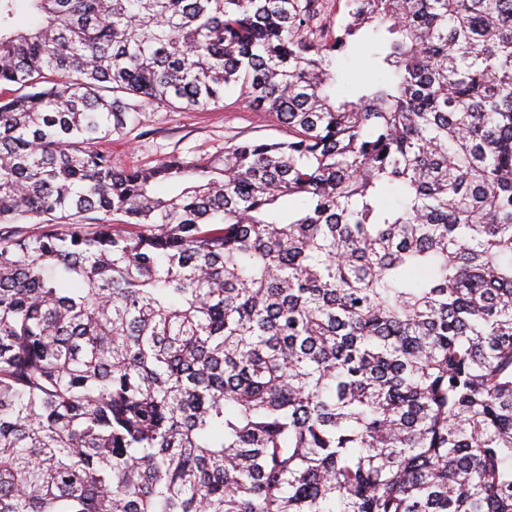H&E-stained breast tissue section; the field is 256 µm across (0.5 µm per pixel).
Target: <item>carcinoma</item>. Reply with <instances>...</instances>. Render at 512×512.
Masks as SVG:
<instances>
[{
	"instance_id": "cac0c4a2",
	"label": "carcinoma",
	"mask_w": 512,
	"mask_h": 512,
	"mask_svg": "<svg viewBox=\"0 0 512 512\" xmlns=\"http://www.w3.org/2000/svg\"><path fill=\"white\" fill-rule=\"evenodd\" d=\"M332 6L0 0V512H512V0ZM362 56L363 53H359L337 62L336 69L339 75V81L336 85L337 95H346L351 87L372 76L370 70L362 65ZM236 96H226L224 107L208 111H185L171 107L147 108L140 124L130 126L124 136H112L101 147L112 151L120 167L155 164L180 154L197 160L224 152L232 141L287 138L270 112L232 104Z\"/></svg>"
}]
</instances>
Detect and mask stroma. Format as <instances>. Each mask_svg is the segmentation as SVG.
<instances>
[{
  "label": "stroma",
  "instance_id": "obj_1",
  "mask_svg": "<svg viewBox=\"0 0 512 512\" xmlns=\"http://www.w3.org/2000/svg\"><path fill=\"white\" fill-rule=\"evenodd\" d=\"M274 115L225 97L224 105L206 111L147 108L140 124L113 137L106 147L120 167L153 164L178 154L189 160L222 153L233 141L284 137Z\"/></svg>",
  "mask_w": 512,
  "mask_h": 512
}]
</instances>
